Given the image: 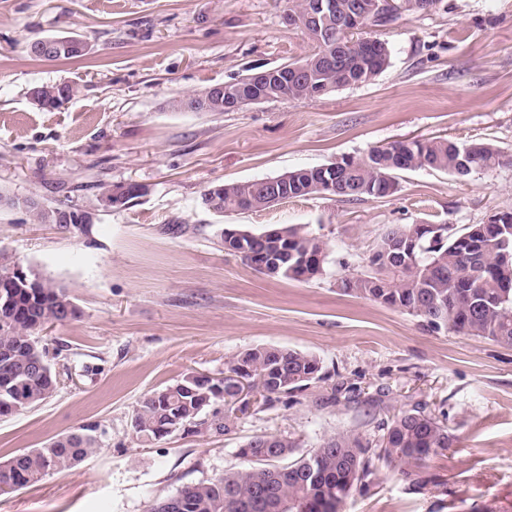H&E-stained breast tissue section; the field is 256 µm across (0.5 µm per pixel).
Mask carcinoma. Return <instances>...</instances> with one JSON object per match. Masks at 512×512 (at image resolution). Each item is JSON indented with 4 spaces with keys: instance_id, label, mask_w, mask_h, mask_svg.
<instances>
[{
    "instance_id": "cac0c4a2",
    "label": "carcinoma",
    "mask_w": 512,
    "mask_h": 512,
    "mask_svg": "<svg viewBox=\"0 0 512 512\" xmlns=\"http://www.w3.org/2000/svg\"><path fill=\"white\" fill-rule=\"evenodd\" d=\"M402 17L387 10L366 20L374 28H387ZM87 43L78 35L47 36L29 45L30 53L46 60L75 59L86 54ZM388 43L375 39L370 46L350 48L334 67L313 75V83L297 75L291 62L275 68L284 100L319 97L341 88L359 85L362 71L380 76L389 67ZM76 93L67 82H44L31 86L30 100L41 109L60 107ZM178 109L196 112L224 111V98L205 91L173 102ZM472 147L471 172L492 171L502 166L504 151L491 141L460 144L445 138L411 139L375 147L349 157L344 177L364 189L360 198H383L388 188L399 186L400 174L431 169L455 174L459 159ZM321 181L315 168L288 172L283 200L314 194L310 186ZM143 185L117 183L108 192L122 204L141 196ZM261 193L258 180L211 186L201 195L202 204L217 203L225 211H249L245 202ZM40 224H83L86 216L74 210L44 204L25 206ZM414 225H389L381 233L372 254L358 270L360 277L336 279L340 292L361 297L393 310L417 317L434 332L475 336L512 347V221L488 224L481 236L471 234L472 224H425L414 239L415 261L385 262L391 245L407 236ZM285 236L256 232L242 236L240 260L253 266L254 255L275 260L288 251L291 272L277 278L309 281L323 275L330 246L303 224L281 226ZM67 290L49 280L18 285L0 284V306L7 305L6 320L0 321V417L36 407L55 392L59 375L47 359L46 348L33 342L34 333L57 322L77 318L76 305L66 307ZM245 371L250 389L270 404L304 389L320 377L317 356L278 347H256L241 354L228 372ZM246 402L239 390L222 379L189 372L180 381L143 397L132 416L134 433L144 442L171 435L181 426L185 434H197L196 426L223 435L230 431V414L243 412ZM447 427L422 407L401 412L382 424L375 441L352 432L324 438L307 452L294 456L298 443L288 437L260 435L251 438L237 455L243 465L222 476L186 485L155 503L151 512H344L355 494L362 492L373 474L375 462L416 465L449 447ZM99 448L93 430L82 428L0 461V494L10 493L41 481L47 475L72 469Z\"/></svg>"
}]
</instances>
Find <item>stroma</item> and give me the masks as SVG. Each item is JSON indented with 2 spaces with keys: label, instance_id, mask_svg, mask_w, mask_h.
I'll return each instance as SVG.
<instances>
[{
  "label": "stroma",
  "instance_id": "35a3bbf8",
  "mask_svg": "<svg viewBox=\"0 0 512 512\" xmlns=\"http://www.w3.org/2000/svg\"><path fill=\"white\" fill-rule=\"evenodd\" d=\"M287 13V0H0V191L89 217L65 229L0 208V251L64 286L79 309L40 332L60 384L39 406L0 417V459L86 426L100 443L78 467L0 495V512H148L239 468L253 436H288L305 451L342 431L373 440L416 406L443 421L451 448L418 468L419 487L378 464L345 512H512V347L430 331L336 286L386 226L482 224L512 208V164L465 179L407 172L379 199L310 195L224 214L201 202L213 185L407 139L489 140L512 154V0H439L378 29L391 64L367 85L234 112L172 108L311 53ZM71 33L85 56L29 52ZM59 81L76 87L73 99L53 110L30 102L33 84ZM118 182L148 193L105 210L100 198ZM285 224L329 242L322 277L258 274L220 238L230 225ZM256 346L314 354L321 377L288 401L251 404L224 435L137 439L144 395L191 371L223 374Z\"/></svg>",
  "mask_w": 512,
  "mask_h": 512
}]
</instances>
